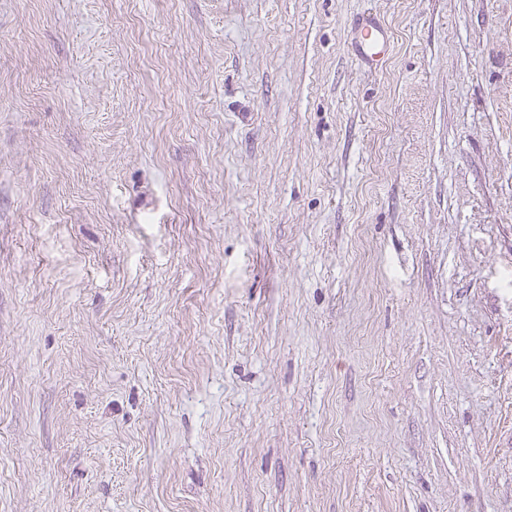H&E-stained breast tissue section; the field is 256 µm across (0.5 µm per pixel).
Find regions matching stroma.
I'll return each mask as SVG.
<instances>
[{
  "mask_svg": "<svg viewBox=\"0 0 512 512\" xmlns=\"http://www.w3.org/2000/svg\"><path fill=\"white\" fill-rule=\"evenodd\" d=\"M0 512H512V0H0ZM353 45L355 61L377 69L387 58L390 47L389 30L377 13H367L356 23Z\"/></svg>",
  "mask_w": 512,
  "mask_h": 512,
  "instance_id": "1",
  "label": "stroma"
}]
</instances>
